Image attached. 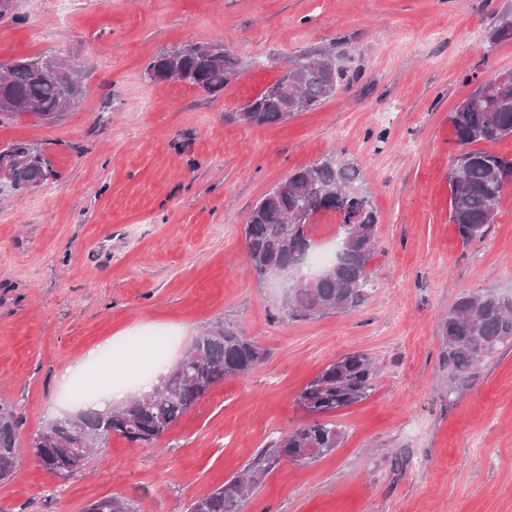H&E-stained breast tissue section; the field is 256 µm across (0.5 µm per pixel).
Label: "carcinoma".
<instances>
[{
	"instance_id": "cac0c4a2",
	"label": "carcinoma",
	"mask_w": 512,
	"mask_h": 512,
	"mask_svg": "<svg viewBox=\"0 0 512 512\" xmlns=\"http://www.w3.org/2000/svg\"><path fill=\"white\" fill-rule=\"evenodd\" d=\"M50 57L43 53L0 64V123L33 113L46 125L60 122L89 93L80 71L68 65L49 78L41 70ZM239 59L219 43L188 42L163 51L148 63L145 75L152 82L176 80L206 95H216L235 77ZM341 79L336 61L325 52L304 51L292 61L288 74L243 108L245 122L283 124L302 112L319 107L331 97ZM459 152L449 174L450 221L463 243L483 239L498 213L505 190L504 174L512 159L482 151L475 145L512 135V78L484 81L448 113ZM12 168L16 192L41 189L55 177L44 153L27 141L0 149V164ZM357 169L328 155L291 171L253 207L244 236L247 259L257 280L272 270L290 271L298 257L312 247L308 224H289L287 218L312 206L318 212L340 216V257L322 269L319 278L289 283L283 321H306L344 312L366 298L375 250L377 212L370 196L354 193ZM444 357L457 372H471L487 355L512 346V296L493 291L460 297L440 322ZM267 357L264 347L223 326L204 329L194 337L181 362L152 391L139 393L117 407L85 408L75 416L55 421L52 442L33 449L37 464L63 478L76 474L79 434L105 443L119 434L131 444L153 443L216 384L245 375ZM376 369L370 357L350 352L327 364L297 396V405L311 418L280 434L274 448L259 455L237 475L214 491L197 498L190 512H243L249 491L269 469L287 459L309 465L332 453L343 431L326 417L366 399L375 385ZM20 418L8 405L0 406V478L11 476L16 466L15 437ZM84 512H136L134 504L117 497L91 501Z\"/></svg>"
}]
</instances>
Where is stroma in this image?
I'll list each match as a JSON object with an SVG mask.
<instances>
[{"label":"stroma","mask_w":512,"mask_h":512,"mask_svg":"<svg viewBox=\"0 0 512 512\" xmlns=\"http://www.w3.org/2000/svg\"><path fill=\"white\" fill-rule=\"evenodd\" d=\"M0 20V64L45 51L81 64L90 87L53 125L0 123V147L38 144L56 174L0 195V403L22 418L0 512H83L101 497L138 512H190L283 432L306 423L300 390L358 350L372 394L332 419L339 448L281 461L243 512H512V348L463 377L442 356L440 320L462 295L512 293V186L482 240L449 220L458 153L448 114L512 74V41L490 47L512 0H17ZM220 42L242 70L216 96L152 82L158 53ZM330 50L344 77L318 109L254 125L240 109L290 57ZM335 154L377 210L372 278L359 307L304 322L280 314L287 284L257 281L243 226L292 170ZM221 324L267 360L226 378L156 443L112 436L85 470L38 467L30 442L76 409V363L127 336L125 359L176 365ZM168 336L162 360L147 339ZM68 382H61L62 374Z\"/></svg>","instance_id":"1"}]
</instances>
